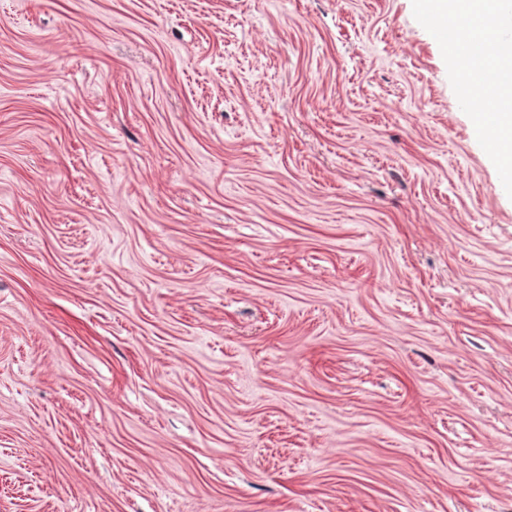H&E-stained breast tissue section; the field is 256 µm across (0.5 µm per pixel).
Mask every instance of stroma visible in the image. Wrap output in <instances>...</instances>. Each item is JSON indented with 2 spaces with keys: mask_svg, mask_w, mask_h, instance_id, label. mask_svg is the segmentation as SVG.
<instances>
[{
  "mask_svg": "<svg viewBox=\"0 0 512 512\" xmlns=\"http://www.w3.org/2000/svg\"><path fill=\"white\" fill-rule=\"evenodd\" d=\"M0 512H512V198L412 0H0Z\"/></svg>",
  "mask_w": 512,
  "mask_h": 512,
  "instance_id": "stroma-1",
  "label": "stroma"
}]
</instances>
